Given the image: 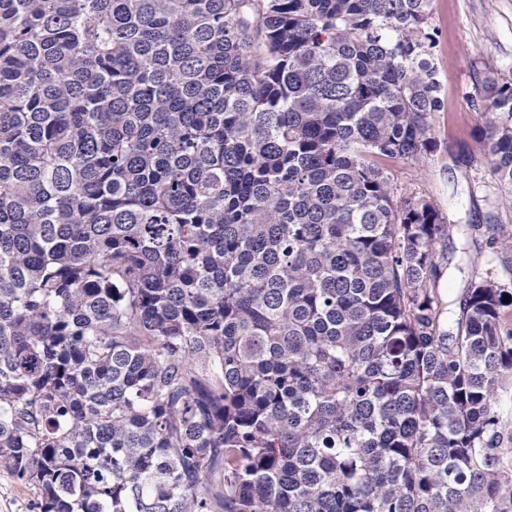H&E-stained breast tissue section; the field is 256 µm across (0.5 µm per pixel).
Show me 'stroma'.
Wrapping results in <instances>:
<instances>
[{
	"instance_id": "35a3bbf8",
	"label": "stroma",
	"mask_w": 512,
	"mask_h": 512,
	"mask_svg": "<svg viewBox=\"0 0 512 512\" xmlns=\"http://www.w3.org/2000/svg\"><path fill=\"white\" fill-rule=\"evenodd\" d=\"M431 26L442 100L432 120L436 146L420 160L392 159L385 167L395 196H430L453 224L443 277L451 297L472 275L471 263L463 259V224L480 227V265L512 279V256L486 245L489 238L512 234V200H494L495 177L478 136L475 103L485 77L512 72V0H435ZM38 499L37 488L0 470V512H36Z\"/></svg>"
}]
</instances>
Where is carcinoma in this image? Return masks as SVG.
Here are the masks:
<instances>
[{"instance_id":"cac0c4a2","label":"carcinoma","mask_w":512,"mask_h":512,"mask_svg":"<svg viewBox=\"0 0 512 512\" xmlns=\"http://www.w3.org/2000/svg\"><path fill=\"white\" fill-rule=\"evenodd\" d=\"M435 0H0V469L41 512H512V288L448 310ZM482 136L512 194V75ZM511 301H504V297Z\"/></svg>"}]
</instances>
